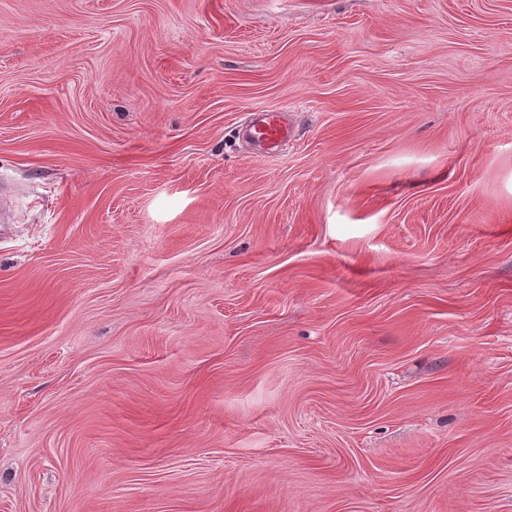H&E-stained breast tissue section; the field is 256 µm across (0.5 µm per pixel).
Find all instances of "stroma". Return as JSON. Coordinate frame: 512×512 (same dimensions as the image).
<instances>
[{
    "label": "stroma",
    "mask_w": 512,
    "mask_h": 512,
    "mask_svg": "<svg viewBox=\"0 0 512 512\" xmlns=\"http://www.w3.org/2000/svg\"><path fill=\"white\" fill-rule=\"evenodd\" d=\"M4 183L0 512H512V0H0ZM246 132L251 140L275 154L292 137L293 126L286 112H253Z\"/></svg>",
    "instance_id": "obj_1"
}]
</instances>
